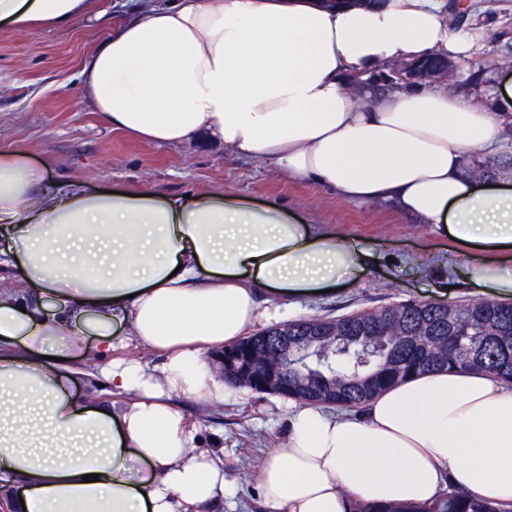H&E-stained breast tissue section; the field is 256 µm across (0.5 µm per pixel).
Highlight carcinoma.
Segmentation results:
<instances>
[{"mask_svg": "<svg viewBox=\"0 0 512 512\" xmlns=\"http://www.w3.org/2000/svg\"><path fill=\"white\" fill-rule=\"evenodd\" d=\"M512 168V153L475 155L468 173L487 180ZM288 397L354 409L408 377L442 368L484 371L512 382V302L407 301L338 318L288 322ZM351 512H502L499 505L452 490L425 508L362 507Z\"/></svg>", "mask_w": 512, "mask_h": 512, "instance_id": "carcinoma-1", "label": "carcinoma"}]
</instances>
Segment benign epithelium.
I'll return each mask as SVG.
<instances>
[{
    "label": "benign epithelium",
    "instance_id": "benign-epithelium-1",
    "mask_svg": "<svg viewBox=\"0 0 512 512\" xmlns=\"http://www.w3.org/2000/svg\"><path fill=\"white\" fill-rule=\"evenodd\" d=\"M450 68L448 58L433 56L422 61L395 62L391 71L401 84L431 85L447 79ZM268 353L269 345L249 342L235 351L214 356L213 362L222 374L231 368L238 380L258 386L261 392L280 395L288 391V376L284 365L270 363Z\"/></svg>",
    "mask_w": 512,
    "mask_h": 512
}]
</instances>
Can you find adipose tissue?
Returning <instances> with one entry per match:
<instances>
[{
  "label": "adipose tissue",
  "mask_w": 512,
  "mask_h": 512,
  "mask_svg": "<svg viewBox=\"0 0 512 512\" xmlns=\"http://www.w3.org/2000/svg\"><path fill=\"white\" fill-rule=\"evenodd\" d=\"M97 0H0V26L59 28ZM473 59L449 36L442 0H164L100 41L80 71L83 99L112 128L183 145L208 134L235 154L356 203H393L453 246L427 268L512 297V185L466 171L498 150L502 113L466 105L447 83L384 90L397 61ZM362 86L349 96L346 82ZM0 492L13 512H209L228 493L224 452L203 449L176 395L222 407L232 394L209 354L249 336L261 297L288 301L356 279L371 257L354 240L277 206L221 194H104L48 186L24 153L0 149ZM97 341L98 381L115 403L70 391ZM159 367L116 357L126 345ZM288 434L256 474L269 512L425 506L448 487L512 504V385L476 370L426 372L362 411L288 400Z\"/></svg>",
  "instance_id": "adipose-tissue-1"
}]
</instances>
